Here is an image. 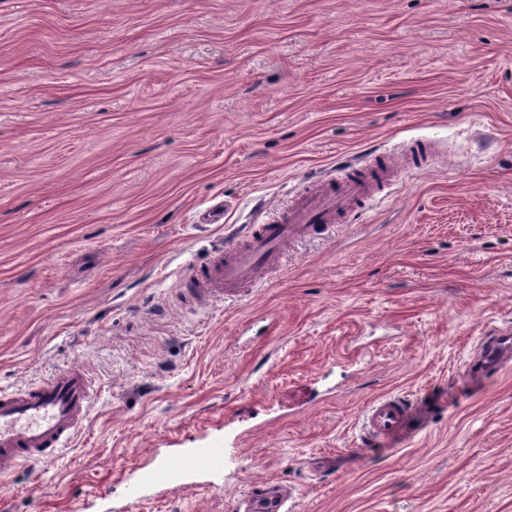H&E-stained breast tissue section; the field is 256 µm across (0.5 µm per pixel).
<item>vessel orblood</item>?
I'll return each mask as SVG.
<instances>
[{"label": "vessel or blood", "mask_w": 512, "mask_h": 512, "mask_svg": "<svg viewBox=\"0 0 512 512\" xmlns=\"http://www.w3.org/2000/svg\"><path fill=\"white\" fill-rule=\"evenodd\" d=\"M393 179L392 161L375 155L361 166L342 168L336 178L297 195L275 219L253 225L246 247L230 249L227 258L192 271L194 292L205 300L240 297L279 262L288 244L324 234L343 215L365 207ZM511 353L512 335L501 334L484 344L481 364L498 365ZM91 401V380L77 367L28 389L0 393V483H7L27 461L55 458L87 420ZM411 414L404 399L383 397L364 409V428L372 438L394 441L408 434ZM223 464V449L196 448L175 464L153 467L146 480L170 488L177 475L213 472ZM288 500L285 494L260 492L243 502V512H289Z\"/></svg>", "instance_id": "1"}]
</instances>
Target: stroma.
<instances>
[{"label":"stroma","mask_w":512,"mask_h":512,"mask_svg":"<svg viewBox=\"0 0 512 512\" xmlns=\"http://www.w3.org/2000/svg\"><path fill=\"white\" fill-rule=\"evenodd\" d=\"M417 143L248 296H187L337 162ZM508 326L512 0H0V389H95L0 512H237L260 482L292 512H512V361L464 377ZM387 394L393 448L362 430ZM194 448L223 469L145 483ZM411 410L400 397H382L364 409V428L373 439L383 442L397 440L411 431L408 426Z\"/></svg>","instance_id":"35a3bbf8"}]
</instances>
